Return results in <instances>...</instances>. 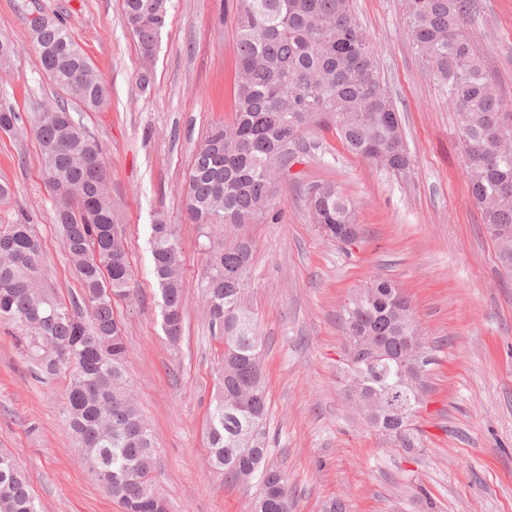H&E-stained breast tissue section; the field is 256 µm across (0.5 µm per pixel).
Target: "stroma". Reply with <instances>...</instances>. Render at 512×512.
<instances>
[{
  "mask_svg": "<svg viewBox=\"0 0 512 512\" xmlns=\"http://www.w3.org/2000/svg\"><path fill=\"white\" fill-rule=\"evenodd\" d=\"M402 118L409 169L393 174L348 153L314 125L310 145L279 182L275 219L216 229L253 244L246 294L261 340L269 410L267 461L283 471L293 512H512V275L474 206L460 167L452 107L424 73L403 0H353ZM122 0H0V36L17 52L0 63V108L30 123L53 89L27 19L60 18L108 88L81 120L108 164L112 211L134 271L114 305L128 349L127 385L156 443L153 481L168 512H250L256 482L225 481L207 462V417L220 393L224 342L200 288L205 238L187 208L188 170L210 126L233 117L235 0H169L152 65H144ZM468 31L502 95L512 99V0H481ZM151 68V83L138 78ZM0 224L25 216L43 251L42 282L82 299L63 248L31 134H0ZM331 182L355 204L363 233L324 238L301 201ZM173 225L186 283L177 347L161 327L151 226ZM376 275L396 281L426 337L415 448L361 425L347 398V344L337 317ZM67 381L49 375L0 326V449L24 470L38 512H123L85 466L62 417Z\"/></svg>",
  "mask_w": 512,
  "mask_h": 512,
  "instance_id": "stroma-1",
  "label": "stroma"
}]
</instances>
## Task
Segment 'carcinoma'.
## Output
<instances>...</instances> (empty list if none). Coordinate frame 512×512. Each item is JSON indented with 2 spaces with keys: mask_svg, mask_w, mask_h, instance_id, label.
I'll return each mask as SVG.
<instances>
[{
  "mask_svg": "<svg viewBox=\"0 0 512 512\" xmlns=\"http://www.w3.org/2000/svg\"><path fill=\"white\" fill-rule=\"evenodd\" d=\"M352 0H236L232 120L213 126L197 149L188 184L194 223L208 239L202 288L214 323L224 330V395L209 412V465L235 482L245 471L260 487V512H290L287 476L266 465L268 393L259 338L242 297L243 284L225 277L251 262L252 245L232 247L213 237L219 224H250L275 206L269 173L286 168L311 125L333 127L343 147L391 172L408 167L399 112L389 95L373 45L352 10ZM478 0H405L404 20L425 73L458 114L457 136L469 191L488 233L512 229V102L492 80L467 32ZM168 0H124L123 19L138 48L157 49ZM40 68L66 99V111L83 102L92 112L107 101L101 76L74 37L58 21L33 38ZM54 112H41L32 132L47 185L73 189L67 218L56 216L64 247L75 267L87 313L76 317L65 303L41 289V243L34 225L22 220L0 224V325L39 364L68 378L62 412L67 430L87 465L112 485L126 512H155L160 495L150 474L155 462L152 432L137 403L124 391L127 348L114 318L112 301L125 295L133 271L122 240L112 236V204L95 196L88 168L92 145L65 135ZM67 141L50 152L46 144ZM305 205L323 236L356 223L355 208L333 183L311 187ZM153 274L161 297L162 329L176 343L182 328L166 312L184 309L186 284L174 228L152 225ZM368 290L353 293L338 317L347 347L375 336L385 357L362 359L359 401L375 418L374 428L402 448L414 447L412 421L422 405V384L399 366L416 319L408 298L394 281L375 277ZM42 319H31L34 312ZM251 402L235 404L239 389ZM400 401L407 419H392ZM0 512H37L25 473L0 451Z\"/></svg>",
  "mask_w": 512,
  "mask_h": 512,
  "instance_id": "cac0c4a2",
  "label": "carcinoma"
}]
</instances>
